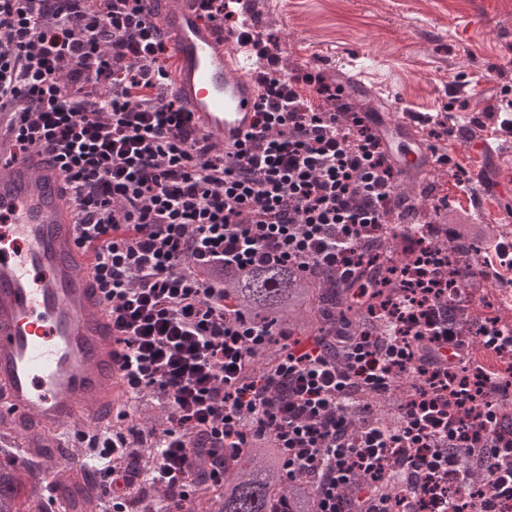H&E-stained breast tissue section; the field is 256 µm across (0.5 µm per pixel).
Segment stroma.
<instances>
[{
	"label": "stroma",
	"instance_id": "1",
	"mask_svg": "<svg viewBox=\"0 0 512 512\" xmlns=\"http://www.w3.org/2000/svg\"><path fill=\"white\" fill-rule=\"evenodd\" d=\"M257 27L275 40L279 69L321 73L342 85L357 112L405 113L412 132L437 154L458 139L434 137L442 118L478 116L496 133L492 181L471 182L470 198L502 192L483 223L512 207V131L496 116L512 107V0H247ZM455 181L440 164L425 176L399 178L401 194L421 195L423 210L442 204Z\"/></svg>",
	"mask_w": 512,
	"mask_h": 512
}]
</instances>
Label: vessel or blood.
Here are the masks:
<instances>
[{
  "mask_svg": "<svg viewBox=\"0 0 512 512\" xmlns=\"http://www.w3.org/2000/svg\"><path fill=\"white\" fill-rule=\"evenodd\" d=\"M177 64L171 87L201 134L234 151L253 128L257 89L234 51L237 36L199 17L195 0H147ZM405 175L430 167L432 150L405 117H374ZM0 436L18 462L45 434L95 432L127 410L131 396L112 307L79 245L76 205L47 149L0 166Z\"/></svg>",
  "mask_w": 512,
  "mask_h": 512,
  "instance_id": "b4317fda",
  "label": "vessel or blood"
}]
</instances>
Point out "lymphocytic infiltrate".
<instances>
[{
  "instance_id": "obj_1",
  "label": "lymphocytic infiltrate",
  "mask_w": 512,
  "mask_h": 512,
  "mask_svg": "<svg viewBox=\"0 0 512 512\" xmlns=\"http://www.w3.org/2000/svg\"><path fill=\"white\" fill-rule=\"evenodd\" d=\"M144 2L0 0V135L13 155L54 153L112 304L129 391L153 392L167 411L158 443L137 432L90 438L104 483L134 488L148 460L166 492L158 512H183L195 493L193 448L266 436L289 479L314 481L311 512H394L377 488L396 473L409 490L403 512L423 501L452 512L451 493L469 488L465 449L485 477L481 512H500L512 500V443L496 429L484 384L512 330L462 350L448 328V282L470 267L449 268L436 240L411 246L414 227L400 232L413 264L366 252V228L405 207L368 115L347 111L342 87L322 77L276 70L234 0H198L202 17L239 26L268 61L255 74L253 132L235 153L217 149L168 93L171 56ZM366 266L400 275L403 288L377 300ZM266 267L357 284L356 298L388 319L387 336L333 329L338 363L318 337L283 330L275 368L252 374L253 355L275 333L233 310L220 275ZM401 370L420 387L400 406V429L350 433L341 407L360 391L388 393Z\"/></svg>"
}]
</instances>
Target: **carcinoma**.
Returning <instances> with one entry per match:
<instances>
[{
    "instance_id": "1",
    "label": "carcinoma",
    "mask_w": 512,
    "mask_h": 512,
    "mask_svg": "<svg viewBox=\"0 0 512 512\" xmlns=\"http://www.w3.org/2000/svg\"><path fill=\"white\" fill-rule=\"evenodd\" d=\"M224 294L241 313L274 330L286 328L299 336H326L337 324L350 332H385L383 321L354 306L350 286L330 288L327 279H310L290 268H266L246 275H224ZM280 346L270 342L253 358L258 374L271 369ZM416 378L400 374L393 393L386 398H368L369 410L349 415L351 431L373 421L390 431L401 425L399 404L409 396ZM52 467L41 460L20 467L13 459L0 460V512H43V474ZM288 501L289 512H310L312 487L299 480L289 482L271 448L270 439H256L224 466V488L197 498L193 512H274L280 500Z\"/></svg>"
}]
</instances>
